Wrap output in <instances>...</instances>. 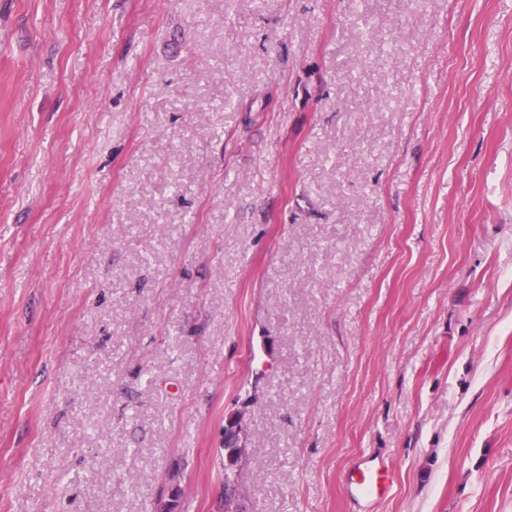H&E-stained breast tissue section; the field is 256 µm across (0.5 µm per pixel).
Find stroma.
<instances>
[{"label":"stroma","instance_id":"35a3bbf8","mask_svg":"<svg viewBox=\"0 0 512 512\" xmlns=\"http://www.w3.org/2000/svg\"><path fill=\"white\" fill-rule=\"evenodd\" d=\"M229 481L512 512V0H0V512ZM391 485L387 465L377 457H362L348 471L346 490L355 501H372L386 495Z\"/></svg>","mask_w":512,"mask_h":512}]
</instances>
